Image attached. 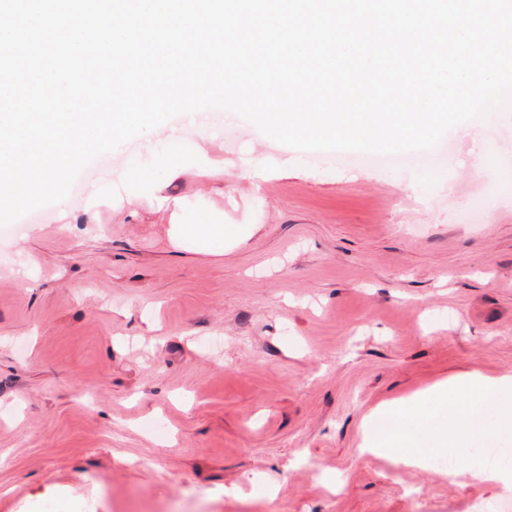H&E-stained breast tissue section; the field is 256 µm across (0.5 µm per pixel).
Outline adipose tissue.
Listing matches in <instances>:
<instances>
[{"label": "adipose tissue", "instance_id": "adipose-tissue-1", "mask_svg": "<svg viewBox=\"0 0 512 512\" xmlns=\"http://www.w3.org/2000/svg\"><path fill=\"white\" fill-rule=\"evenodd\" d=\"M390 428L369 432L366 451L398 466L422 469L430 451L451 454L490 433H512V376L498 380L468 373L438 383L418 400L381 408Z\"/></svg>", "mask_w": 512, "mask_h": 512}]
</instances>
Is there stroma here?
Listing matches in <instances>:
<instances>
[{
    "mask_svg": "<svg viewBox=\"0 0 512 512\" xmlns=\"http://www.w3.org/2000/svg\"><path fill=\"white\" fill-rule=\"evenodd\" d=\"M464 373L512 376V106L386 164L179 115L0 235V512H512L361 451Z\"/></svg>",
    "mask_w": 512,
    "mask_h": 512,
    "instance_id": "stroma-1",
    "label": "stroma"
}]
</instances>
